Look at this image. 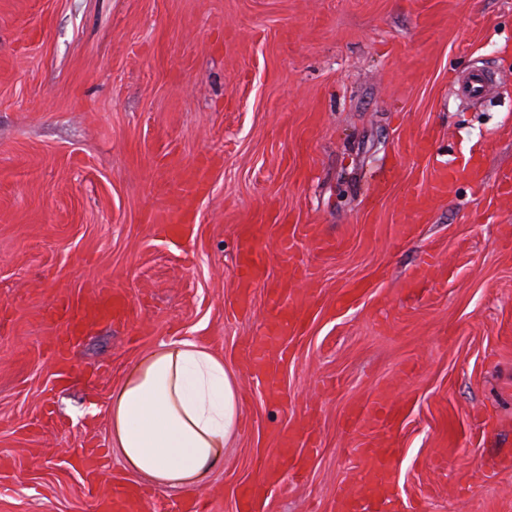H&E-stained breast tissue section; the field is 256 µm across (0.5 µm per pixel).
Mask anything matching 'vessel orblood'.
<instances>
[{
    "label": "vessel or blood",
    "mask_w": 512,
    "mask_h": 512,
    "mask_svg": "<svg viewBox=\"0 0 512 512\" xmlns=\"http://www.w3.org/2000/svg\"><path fill=\"white\" fill-rule=\"evenodd\" d=\"M492 75L483 67H475L468 71L455 74L451 83L459 98L479 101L486 97L491 86ZM483 159L472 154L464 158L456 166L435 173L433 189L436 193L445 195L451 193L458 181L466 180L472 183L482 179ZM210 189L209 168L198 165L189 169L183 178V189L180 203L174 209L173 215H162L161 223H169L177 219L181 231L169 235L168 240L174 246H181L184 237L183 230L188 229L196 221L197 200L208 194ZM237 265L236 277L238 291L236 302L241 309L251 307V290L258 284H265L267 298L274 312L272 322L258 339L254 340L250 353L253 358V377L267 393L282 392L279 368L280 360L275 356L276 350L282 349L290 333L299 331L303 326L305 312L298 303L289 301V289L278 282L268 281L265 277L266 255L258 245L255 225L242 224L237 228ZM54 315L64 324L61 337L56 338L55 361L59 364L68 363L72 347L86 330L102 321L118 319L129 320L131 313L125 305L122 296L113 293L109 284L102 283L96 289L79 299L69 297L57 301ZM402 409L399 405L389 402L385 397H377L369 412L376 417L379 425L389 434H396V420ZM360 409H352L347 421L355 425L360 423L363 414ZM298 435L295 431L282 432L278 436L280 447L288 451L290 465L287 471L272 470L266 473L261 485L272 487L282 481L283 474L304 477L306 454L297 446ZM360 460L369 469L375 471V481L365 484L361 494L355 495L347 491H339L336 495V512H361L364 502L377 500L385 501L392 496L396 478V451L392 448H381L368 445L361 449ZM147 500L146 493L137 491L128 485L116 484L107 495L96 498V512H143Z\"/></svg>",
    "instance_id": "vessel-or-blood-1"
}]
</instances>
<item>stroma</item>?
I'll return each instance as SVG.
<instances>
[{"mask_svg":"<svg viewBox=\"0 0 512 512\" xmlns=\"http://www.w3.org/2000/svg\"><path fill=\"white\" fill-rule=\"evenodd\" d=\"M481 65L496 86L461 103L449 75ZM479 147L481 185L408 207ZM202 161L211 191L179 250L153 218ZM509 174L512 0H0V512H94L82 454L103 457L99 492L145 486L112 446V391L181 339L234 371L241 420L201 484L151 489L155 512L189 496L236 512L281 463L271 431L301 427L317 440L308 475L264 512H333L363 442L389 443L345 425L379 394L405 408L396 495L420 512H512ZM246 221L269 279L313 301L281 398L257 390L248 354L272 317L265 288L233 310ZM102 281L134 317L91 327L60 375L53 305ZM353 282L363 296L337 307Z\"/></svg>","mask_w":512,"mask_h":512,"instance_id":"1","label":"stroma"}]
</instances>
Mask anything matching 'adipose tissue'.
I'll use <instances>...</instances> for the list:
<instances>
[{
	"label": "adipose tissue",
	"mask_w": 512,
	"mask_h": 512,
	"mask_svg": "<svg viewBox=\"0 0 512 512\" xmlns=\"http://www.w3.org/2000/svg\"><path fill=\"white\" fill-rule=\"evenodd\" d=\"M109 418L125 470L160 487L190 488L237 433V378L193 340L163 342L113 390Z\"/></svg>",
	"instance_id": "1"
}]
</instances>
